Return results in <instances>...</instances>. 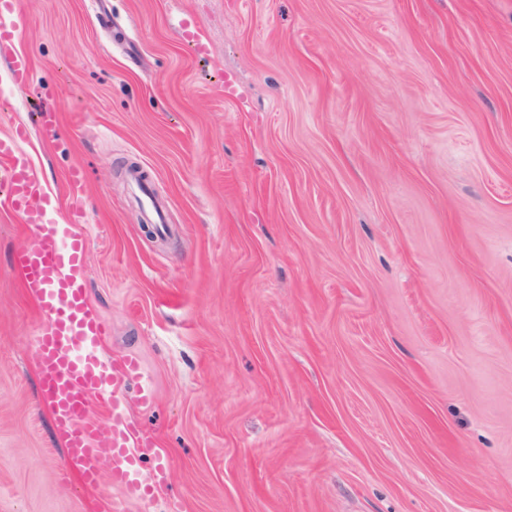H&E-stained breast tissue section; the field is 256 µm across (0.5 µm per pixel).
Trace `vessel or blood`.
I'll return each instance as SVG.
<instances>
[{
	"instance_id": "b4317fda",
	"label": "vessel or blood",
	"mask_w": 512,
	"mask_h": 512,
	"mask_svg": "<svg viewBox=\"0 0 512 512\" xmlns=\"http://www.w3.org/2000/svg\"><path fill=\"white\" fill-rule=\"evenodd\" d=\"M24 128L0 135V183L7 191L0 204L18 214L33 228L37 248L18 246L13 265L28 292L39 302L46 320L36 338L41 363L43 394L54 417L55 430L66 447L65 466L77 470L85 482H100L101 459L111 462L110 480L134 495H149L138 462L154 440L135 432L127 419L125 390L139 383V398L152 404L154 390L136 358L116 355L105 361L97 354L108 332L97 311L87 301L85 255L87 240L57 224L49 195L32 174L21 144ZM108 407L112 427L101 432L87 421L91 397Z\"/></svg>"
}]
</instances>
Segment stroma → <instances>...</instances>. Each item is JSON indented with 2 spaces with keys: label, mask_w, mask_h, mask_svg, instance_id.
I'll list each match as a JSON object with an SVG mask.
<instances>
[{
  "label": "stroma",
  "mask_w": 512,
  "mask_h": 512,
  "mask_svg": "<svg viewBox=\"0 0 512 512\" xmlns=\"http://www.w3.org/2000/svg\"><path fill=\"white\" fill-rule=\"evenodd\" d=\"M14 24L0 80L32 73L0 133L82 212L101 353L150 378L127 411L168 476L65 473L12 266L37 240L0 208V512H512V0H19ZM131 179L140 193L139 199L141 202L142 212L145 215L148 222H150L151 224H158L163 226V224L166 223V220L161 205L150 194L148 189L138 179L137 176H133Z\"/></svg>",
  "instance_id": "1"
}]
</instances>
